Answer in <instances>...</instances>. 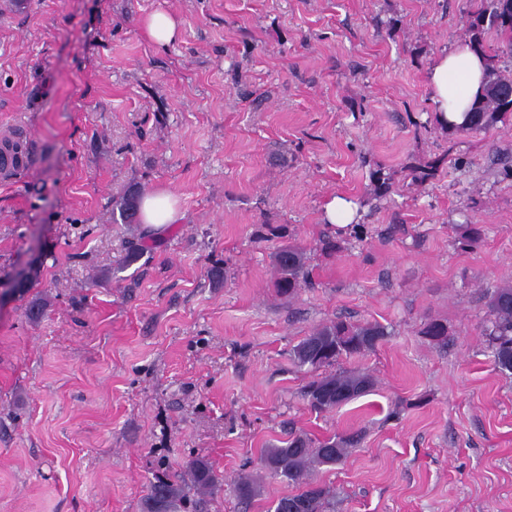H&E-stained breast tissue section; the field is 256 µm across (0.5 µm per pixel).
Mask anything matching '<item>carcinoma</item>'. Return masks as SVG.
<instances>
[{"instance_id":"1","label":"carcinoma","mask_w":512,"mask_h":512,"mask_svg":"<svg viewBox=\"0 0 512 512\" xmlns=\"http://www.w3.org/2000/svg\"><path fill=\"white\" fill-rule=\"evenodd\" d=\"M480 7L464 14V35L469 45L488 60L487 80L481 100L466 113L461 126L443 125L450 135L470 134L512 121V0H479ZM495 32L499 43L492 47L486 35ZM440 160L410 163L401 168L411 181L420 185L434 179ZM371 199L381 200L393 191L394 175L382 167L370 170ZM141 190L135 185L113 198V207L123 224L138 223ZM482 239V229L474 224L459 226L458 242L470 247ZM272 286L288 302L298 297L309 283L306 249L297 243L278 246L271 256ZM484 336L495 368L512 374V284L495 288L486 304L482 319ZM419 333L434 345L447 343L448 327L439 319L426 320ZM389 336L378 322H348L341 318L315 326L308 336L291 350L294 364L316 373L304 388L303 397L315 411H328L370 392L374 378L368 372L346 370L342 361L373 350ZM362 433L333 435L323 440L305 433L292 434L281 444L263 451L262 469L270 476L283 478L297 488V493L279 498L274 512H336V494L313 484L312 473L323 466L343 462L350 449L360 445ZM222 480L204 459L187 463L181 477L157 476L147 486L142 512H183L190 497L202 500L221 490ZM238 496L244 500L259 491V479L241 476L236 483Z\"/></svg>"}]
</instances>
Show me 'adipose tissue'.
Returning <instances> with one entry per match:
<instances>
[{"label":"adipose tissue","instance_id":"adipose-tissue-1","mask_svg":"<svg viewBox=\"0 0 512 512\" xmlns=\"http://www.w3.org/2000/svg\"><path fill=\"white\" fill-rule=\"evenodd\" d=\"M485 71V58L463 43L455 44L436 59L425 79L434 109L442 119L463 122L483 90ZM181 217L178 200L171 192L158 189L144 196L141 221L148 236L161 237Z\"/></svg>","mask_w":512,"mask_h":512}]
</instances>
